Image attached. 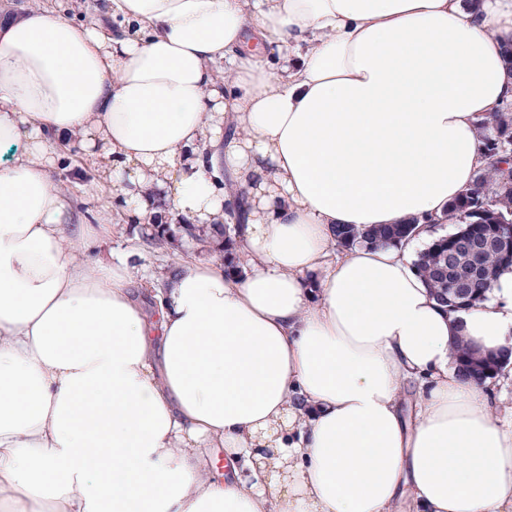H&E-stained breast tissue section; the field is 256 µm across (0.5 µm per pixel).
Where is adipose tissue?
I'll list each match as a JSON object with an SVG mask.
<instances>
[{
  "label": "adipose tissue",
  "mask_w": 512,
  "mask_h": 512,
  "mask_svg": "<svg viewBox=\"0 0 512 512\" xmlns=\"http://www.w3.org/2000/svg\"><path fill=\"white\" fill-rule=\"evenodd\" d=\"M108 5L112 34L0 19V512H512V416L452 358L512 348V273L451 313L414 267L429 232L334 237L472 187L512 0ZM75 136L137 223L242 194L241 273L180 262L151 325L136 264L88 255L111 225L66 221Z\"/></svg>",
  "instance_id": "ef3b65f1"
}]
</instances>
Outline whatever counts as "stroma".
<instances>
[{
    "label": "stroma",
    "instance_id": "35a3bbf8",
    "mask_svg": "<svg viewBox=\"0 0 512 512\" xmlns=\"http://www.w3.org/2000/svg\"><path fill=\"white\" fill-rule=\"evenodd\" d=\"M54 181L65 189L72 203L69 221L73 224H108L112 234L97 242L90 252L94 258H114L136 253L139 276L158 282L176 257L223 261L222 251L204 247L188 238L173 234L164 248L146 243L144 225L132 224L116 200L111 182L99 172V165L83 151L67 154L65 165L56 169Z\"/></svg>",
    "mask_w": 512,
    "mask_h": 512
}]
</instances>
